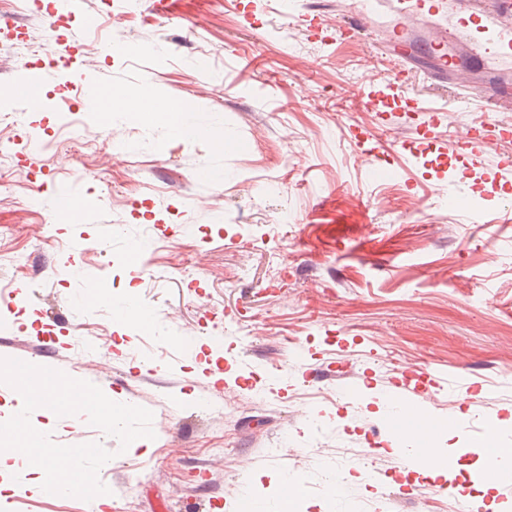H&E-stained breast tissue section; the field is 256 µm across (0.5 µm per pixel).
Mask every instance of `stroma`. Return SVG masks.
Segmentation results:
<instances>
[{"instance_id": "35a3bbf8", "label": "stroma", "mask_w": 512, "mask_h": 512, "mask_svg": "<svg viewBox=\"0 0 512 512\" xmlns=\"http://www.w3.org/2000/svg\"><path fill=\"white\" fill-rule=\"evenodd\" d=\"M278 2L177 0L170 16L153 0L15 4L11 25L36 49L48 15L71 17L75 52L48 70L41 111L0 100V140L36 137L0 165V284L28 286L0 320V358L39 361L51 346L72 377L152 412L147 454L120 451L83 414L48 430L113 452L105 512H184L193 498L239 512L247 495L275 512L286 481L301 488L294 512H512L491 462L406 469L385 426L418 402L428 447L457 456L497 428L512 448V168L498 166L512 139L457 147L470 128L512 124V57L495 77L509 106L489 111L495 78L465 39L448 43L445 82L429 75L424 43L457 23L458 0L400 19L382 0L353 38L340 27L354 0ZM393 21L423 39L397 91ZM81 85L191 106L200 133L71 114ZM370 156L391 179H365ZM74 183L97 221L57 223L53 200ZM131 247L144 268L126 264ZM90 275L106 294L95 305ZM131 292L155 330L131 328ZM447 480L474 488L444 496Z\"/></svg>"}]
</instances>
